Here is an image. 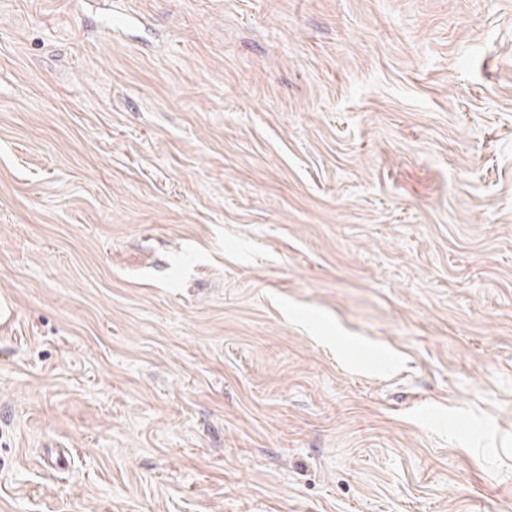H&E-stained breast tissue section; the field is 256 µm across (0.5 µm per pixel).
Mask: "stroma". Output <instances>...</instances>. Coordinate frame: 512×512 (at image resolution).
<instances>
[{"label": "stroma", "mask_w": 512, "mask_h": 512, "mask_svg": "<svg viewBox=\"0 0 512 512\" xmlns=\"http://www.w3.org/2000/svg\"><path fill=\"white\" fill-rule=\"evenodd\" d=\"M0 512H512V0H0Z\"/></svg>", "instance_id": "stroma-1"}]
</instances>
